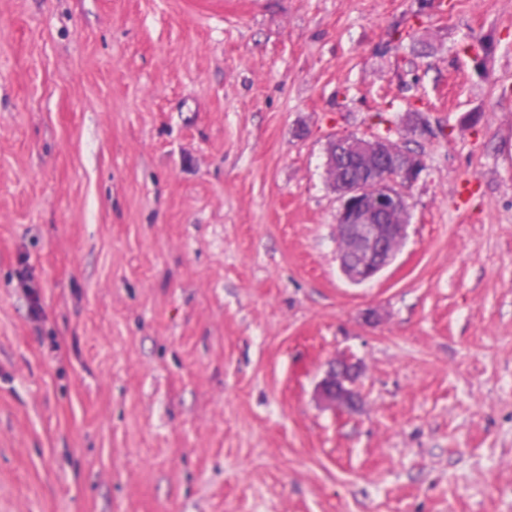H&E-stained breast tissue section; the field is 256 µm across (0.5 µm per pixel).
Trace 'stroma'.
<instances>
[{
  "label": "stroma",
  "mask_w": 512,
  "mask_h": 512,
  "mask_svg": "<svg viewBox=\"0 0 512 512\" xmlns=\"http://www.w3.org/2000/svg\"><path fill=\"white\" fill-rule=\"evenodd\" d=\"M0 512H512V0H0ZM326 170L340 205L336 231L340 268L355 284L375 279L395 258L406 236L408 203L399 190L416 182L422 157L385 137L331 138ZM348 168L341 179L336 174ZM355 373L349 365L339 369L332 367L319 386V396L333 407L351 408L355 405L357 394L353 389Z\"/></svg>",
  "instance_id": "1"
}]
</instances>
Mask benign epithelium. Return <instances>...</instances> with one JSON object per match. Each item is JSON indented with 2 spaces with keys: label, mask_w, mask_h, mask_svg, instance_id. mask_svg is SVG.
<instances>
[{
  "label": "benign epithelium",
  "mask_w": 512,
  "mask_h": 512,
  "mask_svg": "<svg viewBox=\"0 0 512 512\" xmlns=\"http://www.w3.org/2000/svg\"><path fill=\"white\" fill-rule=\"evenodd\" d=\"M423 166L419 154L385 137L346 135L328 141L326 170L339 183L338 257L349 281L369 282L395 258L407 228L408 203L399 187L416 182ZM346 168L350 175L337 178ZM354 380L351 366L333 367L319 386V396L333 407L351 408L357 399Z\"/></svg>",
  "instance_id": "benign-epithelium-1"
}]
</instances>
